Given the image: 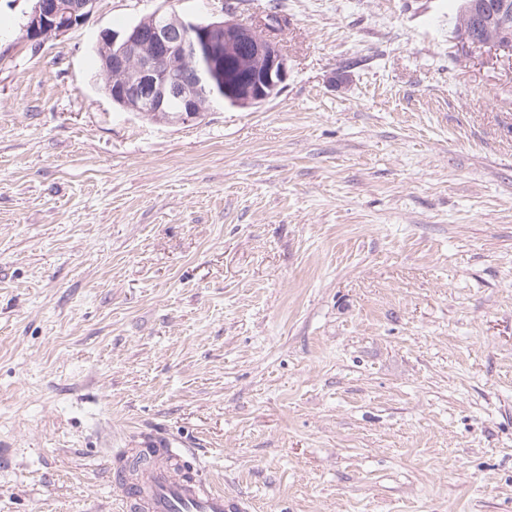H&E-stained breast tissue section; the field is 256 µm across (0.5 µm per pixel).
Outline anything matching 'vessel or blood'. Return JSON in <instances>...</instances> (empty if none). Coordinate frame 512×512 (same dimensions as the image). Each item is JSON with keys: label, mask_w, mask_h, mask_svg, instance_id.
<instances>
[{"label": "vessel or blood", "mask_w": 512, "mask_h": 512, "mask_svg": "<svg viewBox=\"0 0 512 512\" xmlns=\"http://www.w3.org/2000/svg\"><path fill=\"white\" fill-rule=\"evenodd\" d=\"M135 445L156 449L159 459L134 478L113 473V483L124 489L117 499L118 512H249L244 500L225 495L200 478L185 479L169 467L164 456L178 447L175 436L157 430L142 432Z\"/></svg>", "instance_id": "b4317fda"}]
</instances>
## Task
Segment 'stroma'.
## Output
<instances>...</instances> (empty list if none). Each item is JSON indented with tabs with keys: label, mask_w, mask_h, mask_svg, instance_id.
I'll list each match as a JSON object with an SVG mask.
<instances>
[{
	"label": "stroma",
	"mask_w": 512,
	"mask_h": 512,
	"mask_svg": "<svg viewBox=\"0 0 512 512\" xmlns=\"http://www.w3.org/2000/svg\"><path fill=\"white\" fill-rule=\"evenodd\" d=\"M459 0H0V512L162 428L250 512H512V61ZM274 15L280 95L165 123L95 46ZM96 0H35L25 27L31 41L59 38L83 24L93 13ZM458 39L467 46L488 48L512 55V34L508 33L503 24L497 25L496 29L488 27L484 36L478 37L470 23H465L458 32Z\"/></svg>",
	"instance_id": "stroma-1"
}]
</instances>
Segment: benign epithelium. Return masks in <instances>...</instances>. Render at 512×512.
I'll return each mask as SVG.
<instances>
[{
    "label": "benign epithelium",
    "instance_id": "benign-epithelium-1",
    "mask_svg": "<svg viewBox=\"0 0 512 512\" xmlns=\"http://www.w3.org/2000/svg\"><path fill=\"white\" fill-rule=\"evenodd\" d=\"M95 5L96 0H35L26 37L59 38L83 24ZM481 10V0H462L460 12L468 22L458 39L512 55V34L505 25L487 28L482 37L474 34L470 21ZM98 46L113 101L128 112L156 115L167 102L180 100L184 109L176 123L199 118L214 99L259 107L277 96L288 78V58L279 45L232 18L201 23L155 11L121 39L101 34Z\"/></svg>",
    "mask_w": 512,
    "mask_h": 512
}]
</instances>
